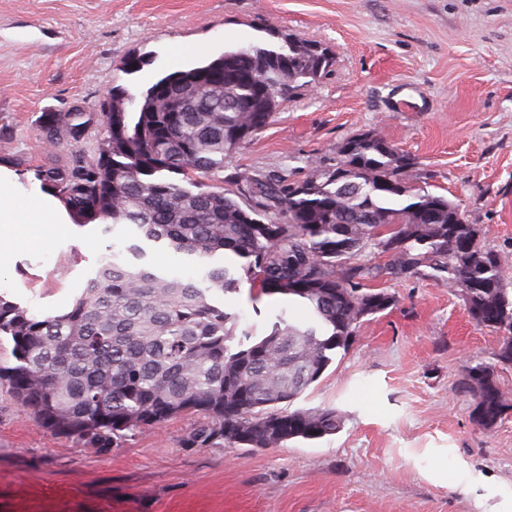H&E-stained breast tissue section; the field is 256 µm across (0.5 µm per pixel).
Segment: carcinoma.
<instances>
[{"mask_svg": "<svg viewBox=\"0 0 512 512\" xmlns=\"http://www.w3.org/2000/svg\"><path fill=\"white\" fill-rule=\"evenodd\" d=\"M307 40L227 51L169 73L141 96L116 86L133 112H47L42 139L55 153L74 130L101 126L93 156L38 170L37 177L81 222L132 224L149 241L207 267L208 286L147 266L114 262L87 280L65 312L38 317L0 295V337L12 365L0 380L52 434L109 452L128 434L186 413L206 422L187 445L219 441L280 448L336 432L333 409H290L316 382L357 324L379 312L364 282L428 267L464 294L471 318L508 333L497 358L512 363V297L506 257L459 224L457 204L410 184L412 158L375 131L344 142L336 163L300 182L236 173L227 187L206 180L270 123L284 102L334 63ZM386 255L379 266L366 248ZM303 303L310 320L286 311L261 334L242 332L212 294L240 290ZM474 419L490 429L512 401L487 367L469 369Z\"/></svg>", "mask_w": 512, "mask_h": 512, "instance_id": "cac0c4a2", "label": "carcinoma"}]
</instances>
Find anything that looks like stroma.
<instances>
[{
	"mask_svg": "<svg viewBox=\"0 0 512 512\" xmlns=\"http://www.w3.org/2000/svg\"><path fill=\"white\" fill-rule=\"evenodd\" d=\"M288 33L335 63L231 158L229 171L291 181L334 162L346 139L377 131L415 161L411 183L458 204L483 246L507 257L512 289V0H0V166L27 198L49 152L44 113H96L113 87L138 95L159 78ZM146 63L128 74L131 55ZM185 282L205 268L131 226L62 225L0 269V294L35 315L71 307L105 257ZM371 288L395 303L362 319L295 402L333 408L336 433L281 448L186 440L184 414L103 453L52 436L0 384V512H512V413L474 420L460 383L491 367L512 398L502 332L477 325L463 293L431 269ZM239 330L263 331L302 304L226 295Z\"/></svg>",
	"mask_w": 512,
	"mask_h": 512,
	"instance_id": "1",
	"label": "stroma"
}]
</instances>
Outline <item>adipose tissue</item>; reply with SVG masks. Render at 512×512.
<instances>
[{
	"label": "adipose tissue",
	"instance_id": "ef3b65f1",
	"mask_svg": "<svg viewBox=\"0 0 512 512\" xmlns=\"http://www.w3.org/2000/svg\"><path fill=\"white\" fill-rule=\"evenodd\" d=\"M65 208L50 195H41L34 204H27L17 191L15 174L0 170V265L4 264L17 246L18 227L35 224L51 227L66 223Z\"/></svg>",
	"mask_w": 512,
	"mask_h": 512
}]
</instances>
